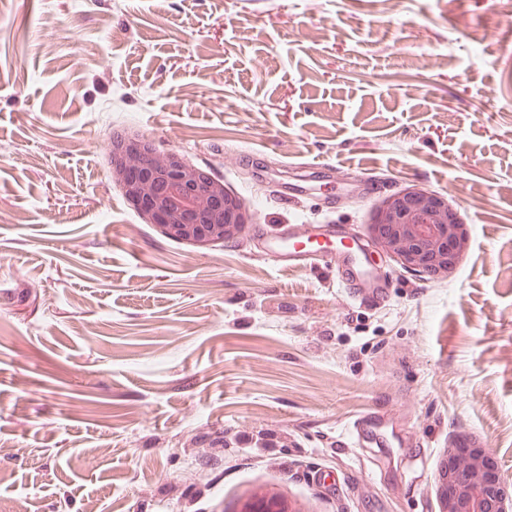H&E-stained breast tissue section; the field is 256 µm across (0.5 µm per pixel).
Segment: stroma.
<instances>
[{
    "instance_id": "obj_1",
    "label": "stroma",
    "mask_w": 512,
    "mask_h": 512,
    "mask_svg": "<svg viewBox=\"0 0 512 512\" xmlns=\"http://www.w3.org/2000/svg\"><path fill=\"white\" fill-rule=\"evenodd\" d=\"M137 134L251 214L197 247L109 173ZM452 197L450 277L282 270L285 224L363 238ZM373 412L386 445L352 443ZM512 481V24L494 0H0V512H440L455 438ZM336 268L342 273V283L357 298H370L382 293V286L356 246L345 247L334 256ZM240 512H301L292 509L274 492L262 491L251 495L241 507Z\"/></svg>"
}]
</instances>
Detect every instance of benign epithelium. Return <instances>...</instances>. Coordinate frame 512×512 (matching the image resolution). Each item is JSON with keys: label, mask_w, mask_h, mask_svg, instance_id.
Returning a JSON list of instances; mask_svg holds the SVG:
<instances>
[{"label": "benign epithelium", "mask_w": 512, "mask_h": 512, "mask_svg": "<svg viewBox=\"0 0 512 512\" xmlns=\"http://www.w3.org/2000/svg\"><path fill=\"white\" fill-rule=\"evenodd\" d=\"M112 179L139 205L148 224L170 239L199 246L236 239L251 216L223 181L186 163L176 153L159 154L138 136L112 139ZM467 236L453 201L422 189L384 198L369 225L371 247L433 278L452 274ZM441 512H512V483L492 466L487 446L469 436L446 449L439 472ZM241 512H299L276 493L256 492Z\"/></svg>", "instance_id": "obj_1"}]
</instances>
